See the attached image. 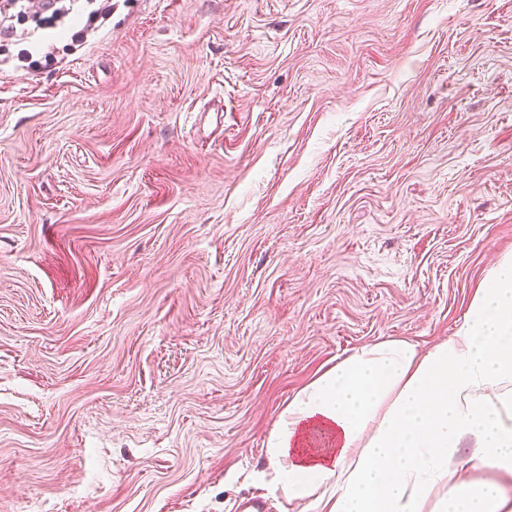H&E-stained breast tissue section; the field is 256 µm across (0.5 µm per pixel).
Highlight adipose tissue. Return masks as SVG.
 I'll return each mask as SVG.
<instances>
[{
  "mask_svg": "<svg viewBox=\"0 0 512 512\" xmlns=\"http://www.w3.org/2000/svg\"><path fill=\"white\" fill-rule=\"evenodd\" d=\"M265 452L274 488L311 512H512V254L455 336L353 349L290 399Z\"/></svg>",
  "mask_w": 512,
  "mask_h": 512,
  "instance_id": "1",
  "label": "adipose tissue"
}]
</instances>
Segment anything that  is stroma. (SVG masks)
<instances>
[{"label": "stroma", "instance_id": "obj_1", "mask_svg": "<svg viewBox=\"0 0 512 512\" xmlns=\"http://www.w3.org/2000/svg\"><path fill=\"white\" fill-rule=\"evenodd\" d=\"M0 72V512H235L352 349L512 251V0H118Z\"/></svg>", "mask_w": 512, "mask_h": 512}]
</instances>
